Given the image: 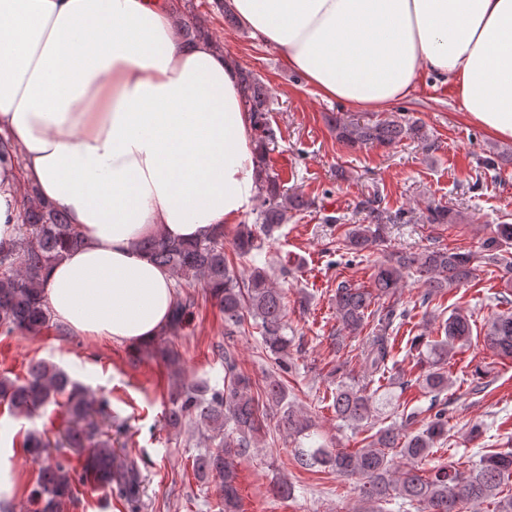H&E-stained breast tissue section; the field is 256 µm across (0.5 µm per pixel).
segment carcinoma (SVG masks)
Instances as JSON below:
<instances>
[{
    "label": "carcinoma",
    "instance_id": "obj_1",
    "mask_svg": "<svg viewBox=\"0 0 512 512\" xmlns=\"http://www.w3.org/2000/svg\"><path fill=\"white\" fill-rule=\"evenodd\" d=\"M191 6L192 0H184L183 8L191 15L182 26L184 42L213 40ZM238 79L243 102L253 117L262 204L252 223L237 225L232 239L234 258L224 251L222 230L191 243L167 241L160 235L141 241V248L172 273L181 291L160 336L150 344L135 347V351L160 357L175 379L166 426L177 433L192 425L211 432L215 448L192 458L195 478L215 482L220 512H240L237 459L258 443L267 430V421L274 417L278 430L296 440L294 459L301 468H324L340 477L358 478L359 494L367 501L396 502L404 512H462L465 504L493 500L497 512H512V496L502 495L503 488L512 483V450L483 455L463 470L441 465L425 475L415 468V463L426 460L448 436V405L440 402V395L451 384L448 364L471 335L470 318L461 311L452 312L442 322V335L419 334L406 341V351L421 369L415 383L435 401L433 414L419 430H410L414 420L410 413L367 436L368 442L354 452L331 448L315 439L309 422L287 402L288 384L280 372L288 369L295 338L286 334L285 293L272 285L265 268L256 264V257L265 241L288 223V213L307 209L309 201L300 194L287 193L269 164L276 135L267 122V112L271 111L268 88L257 74L243 67L238 68ZM335 129L336 139L350 147H392L403 140L423 143L429 139L422 121L404 116L374 121L339 117ZM361 207L367 211L365 223L349 225L343 238L336 241V251L349 263L366 252L383 249L388 225L413 221L405 211L393 213L381 206L376 197L362 202ZM424 220L427 224H454L462 217L437 205L427 209ZM82 242L78 229L51 207L34 205L24 210L15 244L0 248L1 334L36 336L53 326L40 296L44 271L66 249ZM480 248L485 266L512 275V224L495 225ZM475 262L470 251L437 245L420 252L389 253L374 266L367 288L347 279L338 281L333 295L338 323L336 352L346 349L344 337L367 333L357 357L371 373L385 377L397 346V337L389 330L410 316V310L395 298L404 279L412 272L418 274L423 307L475 278ZM241 266L246 271L239 270ZM198 284L203 285L201 295L193 290ZM201 299L213 302L224 315L225 336L258 330L266 356L276 365L262 384H256L239 369L229 349L224 350L223 386L182 378L180 354L169 342L189 326ZM483 342L497 355L512 358V308L495 313L488 321ZM330 400L336 419L355 429L367 424L378 406L390 404L392 395L388 389L380 394L365 385L339 380ZM0 404L17 415H32L51 405L59 407L64 431L56 447L77 454L75 461L65 453L54 455L50 442L32 432L24 436L23 451L41 461L28 499L30 512H61L65 501L75 500L77 487L87 485L108 489L129 512H139L142 474L133 461L121 465L115 462L112 434H122L123 425L112 419L107 396H93L56 364L38 361L22 380L0 376ZM398 458L412 462V466L396 471Z\"/></svg>",
    "mask_w": 512,
    "mask_h": 512
}]
</instances>
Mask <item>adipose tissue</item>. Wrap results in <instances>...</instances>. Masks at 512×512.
<instances>
[{
  "label": "adipose tissue",
  "instance_id": "obj_1",
  "mask_svg": "<svg viewBox=\"0 0 512 512\" xmlns=\"http://www.w3.org/2000/svg\"><path fill=\"white\" fill-rule=\"evenodd\" d=\"M317 94L383 110L425 76L466 118L512 139V0H231ZM170 0H0V246L37 202L80 247L47 269L44 300L78 336L141 345L175 301L142 251L190 241L257 202L252 121L237 69L184 46Z\"/></svg>",
  "mask_w": 512,
  "mask_h": 512
}]
</instances>
